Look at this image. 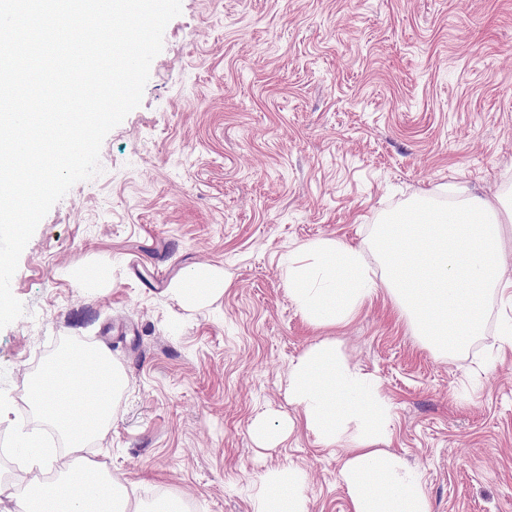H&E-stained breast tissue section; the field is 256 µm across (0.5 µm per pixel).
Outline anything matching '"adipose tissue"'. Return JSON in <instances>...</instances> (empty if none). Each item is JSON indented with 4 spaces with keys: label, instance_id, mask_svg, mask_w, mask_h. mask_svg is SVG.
<instances>
[{
    "label": "adipose tissue",
    "instance_id": "1",
    "mask_svg": "<svg viewBox=\"0 0 512 512\" xmlns=\"http://www.w3.org/2000/svg\"><path fill=\"white\" fill-rule=\"evenodd\" d=\"M512 201L462 195L449 205L436 198L402 223L380 224L375 249L396 303L436 350L460 352L484 332V301L496 292L499 331L512 347V275L502 268L504 227ZM288 288L308 322L333 327L349 320L376 283L361 248L321 239L298 249L285 269ZM55 386L75 389L73 399L53 397L54 386H28L29 402L67 439L69 450L49 457L40 443L21 439L31 469L53 472V483L34 480L16 498L17 512H181L172 502L131 500L125 485L100 464L84 459L87 438L108 431L112 404L125 387L123 369L103 348L68 355L51 368ZM288 396L304 427L323 443L343 444L340 471L350 512H429L419 473L380 449L392 405L367 374L351 367L334 341L308 348L288 378ZM251 512H307L301 475L268 472L253 495Z\"/></svg>",
    "mask_w": 512,
    "mask_h": 512
}]
</instances>
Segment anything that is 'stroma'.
Segmentation results:
<instances>
[{"label":"stroma","mask_w":512,"mask_h":512,"mask_svg":"<svg viewBox=\"0 0 512 512\" xmlns=\"http://www.w3.org/2000/svg\"><path fill=\"white\" fill-rule=\"evenodd\" d=\"M99 163L12 277L24 312L0 329V481H17L18 434L65 448L19 412L25 382L100 345L127 387L87 457L131 499L251 512L262 476L290 467L308 512H349L342 448L302 427L267 448L252 434L295 417L289 372L330 339L390 399L384 447L420 470L430 512H512V348L496 297L483 336L443 356L385 284L344 326L318 328L283 276L289 252L323 238L382 270L379 221L444 186L512 190V0H181ZM198 266L223 270L224 292L186 307L174 289ZM87 269L102 290L79 287Z\"/></svg>","instance_id":"1"}]
</instances>
